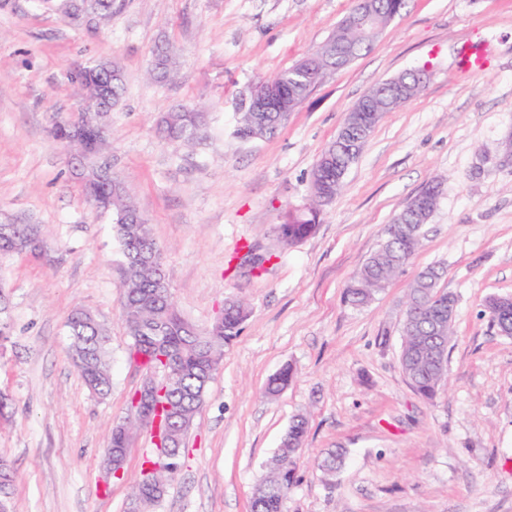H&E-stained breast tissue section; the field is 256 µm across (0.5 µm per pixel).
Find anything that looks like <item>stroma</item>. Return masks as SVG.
Returning <instances> with one entry per match:
<instances>
[{"label": "stroma", "instance_id": "obj_1", "mask_svg": "<svg viewBox=\"0 0 512 512\" xmlns=\"http://www.w3.org/2000/svg\"><path fill=\"white\" fill-rule=\"evenodd\" d=\"M354 0H116L110 19H76L60 0H0V224H36L51 254L0 255L13 324L0 344V457L16 471L11 512H128L154 448L133 440L124 475L103 464L143 371L121 317V244L74 177L56 121L75 118L73 65L118 61L126 77L112 126V174L150 220L181 315L211 324L226 298L250 316L185 441V458L149 512H250L256 481L299 414L307 432L283 512H512V339L485 301L512 296V0H406L370 49L329 75L271 136H236L238 103L258 79L322 44ZM486 47L483 69L463 45ZM168 79L148 80L157 49ZM427 68L420 93L385 114L315 232L284 245L282 214L301 206L313 166L376 83ZM196 106L205 140L161 138L168 111ZM442 195L421 249L367 306L344 300L384 228L431 177ZM265 257L261 270L245 252ZM443 269L456 299L448 384L418 396L400 364L405 296ZM81 307L109 336L112 391L92 394L69 360L66 321ZM293 378L273 397L267 380ZM343 466L326 476L323 452Z\"/></svg>", "mask_w": 512, "mask_h": 512}]
</instances>
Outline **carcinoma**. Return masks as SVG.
Listing matches in <instances>:
<instances>
[{"label":"carcinoma","instance_id":"obj_1","mask_svg":"<svg viewBox=\"0 0 512 512\" xmlns=\"http://www.w3.org/2000/svg\"><path fill=\"white\" fill-rule=\"evenodd\" d=\"M85 16L112 13L115 0H74ZM404 8V0H382L376 19L387 22ZM371 35L338 24L327 41L309 52L316 57L331 55V46H346L359 57L370 48ZM171 68V58L160 51L155 54L148 75L163 79ZM301 63L277 74L285 87L276 102L274 112H254L250 106H240L235 134L250 140L273 135L283 124L284 116L304 101L315 81L300 77ZM112 107H117L125 89V75L117 62H112ZM405 90L399 97H390L385 83L371 87L359 99L367 105L359 113L361 124L372 131L384 113L396 110L420 90L410 72L402 78ZM164 139L186 146L194 144L203 130V116L194 109L168 112L159 124ZM344 150L342 134H337L319 156L310 175L307 203L288 211L279 228L281 239L292 244L310 236L319 223L323 208L341 189L336 174L343 173L357 160ZM104 186L112 190V214L116 234L122 244L121 312L127 333L132 340L133 358L150 371L165 368L171 374L166 394L161 398L157 416L164 428L174 430L184 440L194 417L201 407L214 372L223 355L224 342L238 335L249 316V309L240 301H224V316L206 328H199L182 317L172 302L170 290L151 256L161 253L148 219L139 211L123 182L107 175ZM441 195V181L426 184L399 212L400 218L414 225L416 232L400 234L387 225L385 239L371 255L346 288L345 298L353 307L371 303L375 296L410 262L422 245L421 231L436 210ZM39 235L35 224H17L8 235L0 234V253L28 251V237ZM442 272L429 267L420 271L410 282L406 295V316L401 328L399 363L414 391L426 400H433L439 387L447 380V371L439 367L436 356L444 353L450 342L451 321L448 320V292L440 288ZM490 322L500 333L512 327V298L493 296L486 302ZM71 344L69 356L85 384L96 395L104 397L112 389V377L107 361L108 336L103 325L89 311L76 308L67 319ZM292 372L286 367L270 378L265 388L268 395L280 393L290 381ZM177 407L170 416L166 404ZM307 419H295L288 429L292 446L282 447L271 465L258 479L251 502V512H282L284 498L292 479V463L306 433ZM15 471L10 461L0 458V512H10Z\"/></svg>","mask_w":512,"mask_h":512}]
</instances>
